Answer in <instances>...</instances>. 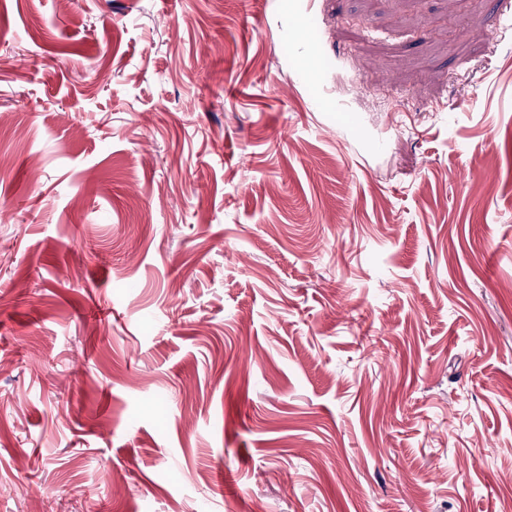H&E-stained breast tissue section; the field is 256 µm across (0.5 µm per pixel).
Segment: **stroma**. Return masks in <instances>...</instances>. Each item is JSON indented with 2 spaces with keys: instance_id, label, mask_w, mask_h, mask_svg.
<instances>
[{
  "instance_id": "stroma-1",
  "label": "stroma",
  "mask_w": 512,
  "mask_h": 512,
  "mask_svg": "<svg viewBox=\"0 0 512 512\" xmlns=\"http://www.w3.org/2000/svg\"><path fill=\"white\" fill-rule=\"evenodd\" d=\"M0 0V512H512V0Z\"/></svg>"
}]
</instances>
